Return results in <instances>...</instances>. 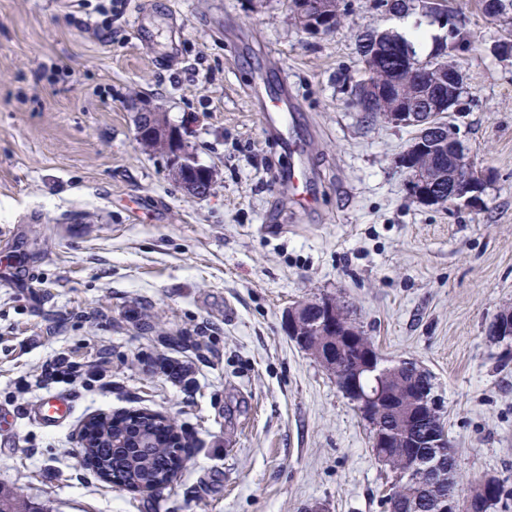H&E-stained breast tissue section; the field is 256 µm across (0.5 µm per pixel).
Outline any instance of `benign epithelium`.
I'll use <instances>...</instances> for the list:
<instances>
[{
    "label": "benign epithelium",
    "instance_id": "obj_1",
    "mask_svg": "<svg viewBox=\"0 0 512 512\" xmlns=\"http://www.w3.org/2000/svg\"><path fill=\"white\" fill-rule=\"evenodd\" d=\"M421 12L444 26L448 23L446 12L436 0H421ZM340 18V0H298L297 19L299 25L311 34L323 35L334 31V20ZM435 85V97L429 96L427 87ZM463 75L456 69H448V62L434 61L420 71L415 79L411 98L416 106L409 110L391 101L389 89L363 83V88L352 93L353 102L361 112L372 108L386 111L387 118L395 124L413 126L419 129L414 140L400 158V164L409 173L410 195L425 205L444 203V199L433 193L437 184L448 180V195L467 205L479 202L487 174L477 168L464 154L454 136L443 134V126L437 118L455 109L460 101ZM154 110L140 112L136 126V141L146 142L163 149L170 158L174 170L189 171L196 167L197 160L186 150L176 130L158 127L154 123ZM442 145L453 143L455 154L449 157L447 166L442 163L421 167L416 163L418 156L434 150L432 141ZM321 310V320L316 326H309L302 320V308L295 307L285 315V326L289 338L300 348L309 346L326 347V357L319 364L336 381L338 390L355 403L364 413L382 409L389 403L384 383H372L378 371L380 357L376 350L360 344L362 328L354 322L344 308V301L337 297L324 296L316 301ZM412 407L408 420L415 421L438 413L441 407L436 397L428 390H414L410 398Z\"/></svg>",
    "mask_w": 512,
    "mask_h": 512
}]
</instances>
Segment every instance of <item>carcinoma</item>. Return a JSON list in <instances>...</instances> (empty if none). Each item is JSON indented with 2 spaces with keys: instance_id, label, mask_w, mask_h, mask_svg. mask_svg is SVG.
<instances>
[{
  "instance_id": "obj_1",
  "label": "carcinoma",
  "mask_w": 512,
  "mask_h": 512,
  "mask_svg": "<svg viewBox=\"0 0 512 512\" xmlns=\"http://www.w3.org/2000/svg\"><path fill=\"white\" fill-rule=\"evenodd\" d=\"M371 32L358 36V52L364 62L363 75L379 80L382 85L400 87L404 95L401 104H409V86L412 73L424 63L417 59L413 43L397 31L387 35V40L364 45ZM388 391L394 405L377 418L382 428L391 432L396 442L423 438V429L415 430L406 424L404 415L410 408L407 389L414 386L432 387L430 377L413 361H402L386 367ZM88 445L83 456L92 460V466L103 476L125 487H167L183 466L185 448L175 426L167 418L157 419L150 413L125 417H105L91 424ZM375 457L389 468L393 482L384 503L396 507L401 502L418 499L419 512H432L433 501L438 495L448 494V488L459 486V472L455 453L451 452L441 462L440 471L450 480V485L437 486L428 478H418L406 473V457L415 454L430 459V448H375ZM507 480L495 490L479 483L471 491L470 506L466 512H489L504 497L512 496ZM0 512H36L32 503H24L12 493L0 490Z\"/></svg>"
}]
</instances>
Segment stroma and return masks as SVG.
Wrapping results in <instances>:
<instances>
[{
    "instance_id": "stroma-1",
    "label": "stroma",
    "mask_w": 512,
    "mask_h": 512,
    "mask_svg": "<svg viewBox=\"0 0 512 512\" xmlns=\"http://www.w3.org/2000/svg\"><path fill=\"white\" fill-rule=\"evenodd\" d=\"M447 5L455 36L341 0L313 37L290 0H0L1 488L52 512H384L369 423L284 326L325 294L384 359L431 374L462 497L512 481V346L489 336L512 309V11ZM372 28L462 73L448 125L490 174L477 205L416 202L413 128L353 106ZM255 86L301 103L311 210L279 178ZM146 106L211 168L209 194L138 144ZM61 354L80 377L44 380ZM56 392L73 412L46 429L28 411ZM135 411L167 416L189 454L157 497L82 462L89 418Z\"/></svg>"
}]
</instances>
